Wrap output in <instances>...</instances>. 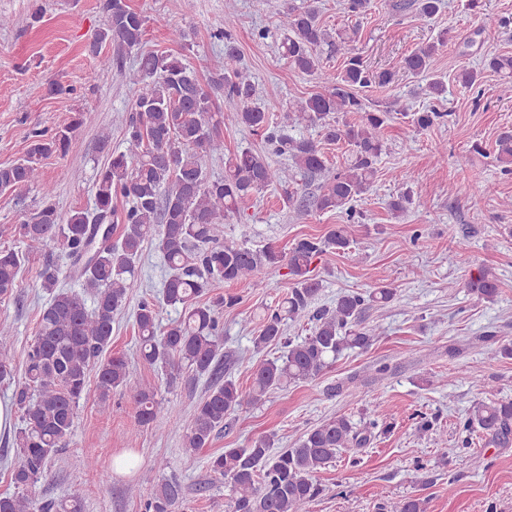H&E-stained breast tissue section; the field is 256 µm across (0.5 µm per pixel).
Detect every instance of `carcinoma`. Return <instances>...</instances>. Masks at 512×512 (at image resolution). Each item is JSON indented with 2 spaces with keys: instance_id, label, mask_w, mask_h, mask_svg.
Here are the masks:
<instances>
[{
  "instance_id": "obj_1",
  "label": "carcinoma",
  "mask_w": 512,
  "mask_h": 512,
  "mask_svg": "<svg viewBox=\"0 0 512 512\" xmlns=\"http://www.w3.org/2000/svg\"><path fill=\"white\" fill-rule=\"evenodd\" d=\"M344 11L360 18L370 9V0H343ZM105 23L95 36L93 52L109 42L117 49H138L143 43L148 19L131 8L127 0H104ZM278 29L284 34L280 48L288 64L319 80L322 89L294 103L285 120L318 130L321 140L281 133L268 122L266 112L253 101L254 86L239 69L235 46L234 16L224 17V28L213 38L224 43V68L204 87L197 70L170 51H143L137 59L135 82L142 84L126 119L121 151H112L109 136L99 138L107 161L95 176L93 205L61 214L53 190L43 188L41 209L20 226L25 254L55 247L65 249L78 267L83 292L62 287L55 271L39 274V288L48 295L40 312L36 338L26 357L25 380L14 382L11 360L0 354V383L13 386L12 401L22 413L23 425L14 436L18 457L11 472L17 492L0 494V512H82L76 497L38 503L25 491L38 482L49 460L66 447L72 435L76 408L86 392L91 362L97 360L98 398L107 402L112 392H127L138 423L154 422L161 406L155 389L132 382L122 356L107 355L112 347V319L123 308L132 289L138 287L136 269L142 245L153 238L162 253L169 275L164 299L181 308L180 316L161 325L159 310L143 300L135 313L139 353L143 361L165 369L170 381L184 373L215 375L221 367L223 334L219 311L236 304L233 296L201 297L217 282L231 283L252 278L263 269L287 270L293 286L287 296L262 316L259 334L253 337L255 352L284 340L282 354L253 363L251 386L244 390L233 380L216 384L187 411L184 446L191 453L205 448L224 428V420L245 405H255L272 390L313 380L331 367L347 350H367L379 338L377 329L361 322L363 311L384 306L395 299L396 289L382 283L364 292H347L333 306L312 309L320 290L312 264L327 253H343L351 240L343 225L322 236L296 240L286 251L274 246L253 250L224 241V221L239 213V204L269 187H280L284 200L305 207L345 212L347 221L363 217L353 202L374 186L376 164L382 153L381 129L390 120L391 109L368 105L359 91L388 86L394 81L389 69L374 70L354 52L359 29L331 34L319 21L314 6H297L283 0L278 8ZM448 42V30L435 41L421 45L401 61L402 69L422 78V94L439 100L448 93L446 83L434 77L432 64L439 48ZM326 45L343 55V67L325 69L318 49ZM497 73L505 88H512V55H497L484 61ZM224 92L237 102L231 123L261 136L273 152L288 155L291 164L274 167L265 156L242 148L224 158V176L208 178L205 159L224 154L220 135L223 120L216 111L209 89ZM444 117L429 107L413 113L411 126L419 133ZM84 123L78 114L71 125L44 137L34 132L27 156L0 166V193L16 192L39 178L41 158L66 154L71 133ZM342 142L349 147L345 166L332 168L320 141ZM496 161L512 174V130L496 141ZM322 179L319 194L301 191L297 176ZM125 202L117 212L113 202ZM413 204L407 188L389 202L395 216ZM120 231H115V228ZM19 252L0 249V299L18 288ZM465 288L475 297L494 300L499 283L488 268L470 275ZM91 298L92 305L86 304ZM310 324L308 334L283 339L285 326ZM465 426L480 431L491 442L512 440V399H478L468 412ZM376 423L360 426L351 416L329 417L306 431L294 448L273 451L272 439L261 436L244 448H226L209 460L210 470L229 482L228 512H311L324 492L317 479L321 470L346 452H356L369 443ZM155 468L138 470L132 493L149 490L146 512H176L183 502V488L176 479L154 483ZM425 500L406 497L382 506L383 512H425Z\"/></svg>"
}]
</instances>
